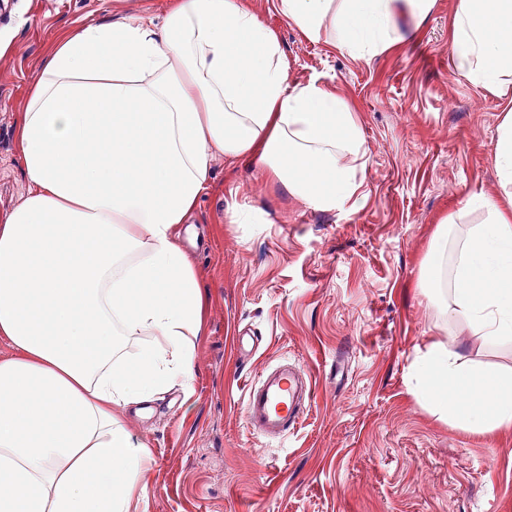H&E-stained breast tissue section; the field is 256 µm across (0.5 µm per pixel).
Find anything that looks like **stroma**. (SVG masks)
<instances>
[{"label": "stroma", "mask_w": 512, "mask_h": 512, "mask_svg": "<svg viewBox=\"0 0 512 512\" xmlns=\"http://www.w3.org/2000/svg\"><path fill=\"white\" fill-rule=\"evenodd\" d=\"M165 0H7L0 9V212L27 179L16 125L40 61L79 26L158 16ZM279 36L288 81L318 79L354 112L365 144L356 207L324 212L245 162L217 157L186 244L209 294L190 392L126 423L151 468L131 512H512V429L487 436L438 416L417 364L448 334L420 286L441 220L496 195L497 128L512 85L493 95L457 69L452 0L416 38L366 60L313 42L278 0H245ZM262 343L233 348L238 329ZM309 369L302 424L271 439L247 427L243 396L279 361Z\"/></svg>", "instance_id": "obj_1"}]
</instances>
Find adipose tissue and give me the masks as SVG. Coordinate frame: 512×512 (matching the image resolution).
Masks as SVG:
<instances>
[{"instance_id": "obj_1", "label": "adipose tissue", "mask_w": 512, "mask_h": 512, "mask_svg": "<svg viewBox=\"0 0 512 512\" xmlns=\"http://www.w3.org/2000/svg\"><path fill=\"white\" fill-rule=\"evenodd\" d=\"M434 3L279 7L307 39L368 59ZM451 47L474 86L511 84L512 0H454ZM16 138L28 189L0 214V512H130L148 454L122 416L194 377L208 295L178 239L214 157L342 211L359 200L364 140L337 94L289 84L277 34L243 0H170L159 19L77 28L41 61ZM495 163L500 197L439 224L421 281L447 295L450 327L420 366L424 393L485 435L512 428V369L473 358L457 332L512 341V111Z\"/></svg>"}]
</instances>
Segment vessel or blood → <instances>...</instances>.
<instances>
[{
  "instance_id": "1",
  "label": "vessel or blood",
  "mask_w": 512,
  "mask_h": 512,
  "mask_svg": "<svg viewBox=\"0 0 512 512\" xmlns=\"http://www.w3.org/2000/svg\"><path fill=\"white\" fill-rule=\"evenodd\" d=\"M314 394L309 373L280 362L266 368L244 395V416L253 431L271 438L286 436L305 417Z\"/></svg>"
}]
</instances>
